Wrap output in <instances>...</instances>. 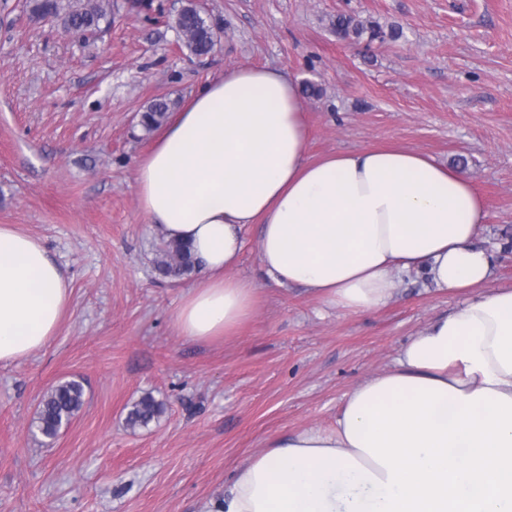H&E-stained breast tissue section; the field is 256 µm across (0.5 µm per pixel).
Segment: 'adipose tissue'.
<instances>
[{"label": "adipose tissue", "instance_id": "obj_1", "mask_svg": "<svg viewBox=\"0 0 512 512\" xmlns=\"http://www.w3.org/2000/svg\"><path fill=\"white\" fill-rule=\"evenodd\" d=\"M300 91L236 65L173 113L137 166L154 234L190 245L178 336L211 343L251 319L235 269L258 225L275 285L349 313L379 310L424 273L458 305L410 338L394 369L348 390L329 429L271 439L202 512H512V287L493 288L473 182L403 147L311 159ZM70 280L35 236L0 225V365L56 335Z\"/></svg>", "mask_w": 512, "mask_h": 512}]
</instances>
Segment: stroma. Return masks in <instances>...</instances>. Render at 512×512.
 I'll return each mask as SVG.
<instances>
[{"label":"stroma","instance_id":"35a3bbf8","mask_svg":"<svg viewBox=\"0 0 512 512\" xmlns=\"http://www.w3.org/2000/svg\"><path fill=\"white\" fill-rule=\"evenodd\" d=\"M109 2L82 41L0 0V225L41 239L72 288L52 341L0 365V512H198L269 440L334 426L345 392L457 305L411 275L376 312L329 308L261 274L252 227L237 273L257 286L253 317L210 344L177 336L194 278L153 269L136 171L155 135L139 115L227 66L318 88L303 98L310 158L402 146L467 173L487 202L481 237L501 247L491 285L512 287V0H203L217 45L200 58L171 26L181 0ZM340 13L401 36L339 40ZM70 379L84 405L47 440L39 403ZM147 393L162 414L128 428Z\"/></svg>","mask_w":512,"mask_h":512}]
</instances>
